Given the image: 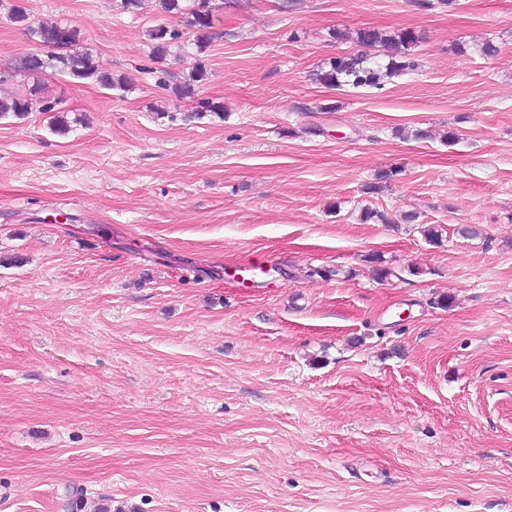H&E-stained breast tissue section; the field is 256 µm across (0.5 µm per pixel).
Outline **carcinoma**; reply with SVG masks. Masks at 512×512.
Wrapping results in <instances>:
<instances>
[{
  "label": "carcinoma",
  "instance_id": "carcinoma-1",
  "mask_svg": "<svg viewBox=\"0 0 512 512\" xmlns=\"http://www.w3.org/2000/svg\"><path fill=\"white\" fill-rule=\"evenodd\" d=\"M158 7L165 13L180 14L186 22V28L193 33V40L187 44L194 46L196 56L187 75L176 78L169 73L159 78L167 84L173 79V93L179 100L190 99L197 103L195 112L202 116L208 112L217 116L224 115V104L199 97L201 86L207 79V69L198 56L206 51L214 36V7L212 0H157ZM11 21L39 46V50L28 52L18 59L12 67L0 70V83L16 76L35 78L51 69L73 80L93 81L106 89L122 90L126 79L112 75L100 59L93 53L78 47L80 41L77 29L58 22L31 23L28 10L23 5L10 4ZM151 42V57L162 62L174 46L182 47L183 33L175 28L158 27L147 31ZM420 36L412 30L387 32L376 28H362L356 32V42L367 47L381 46L385 50L387 61L382 63L364 54H338L316 74L317 81L327 87H375L382 86L387 80L416 68L412 58V49ZM39 105V111L50 114V129L56 134H65L70 130L64 112L58 108V102L42 96L39 84H32L27 90L0 97V119L15 117L22 119L31 112L33 105Z\"/></svg>",
  "mask_w": 512,
  "mask_h": 512
}]
</instances>
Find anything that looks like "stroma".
Listing matches in <instances>:
<instances>
[{"label": "stroma", "mask_w": 512, "mask_h": 512, "mask_svg": "<svg viewBox=\"0 0 512 512\" xmlns=\"http://www.w3.org/2000/svg\"><path fill=\"white\" fill-rule=\"evenodd\" d=\"M283 2L214 0L197 119L179 16L26 0L128 85L0 119V512H512V0ZM368 27L417 68L317 82ZM162 74L166 76L160 77L159 82L168 85L166 78H172L173 81V93L179 100L190 99L196 101L197 106L193 112H196L199 116L205 115L207 112L215 115L223 116L224 105L221 102H215L212 99L199 98L201 92V86L207 78V69L205 64L199 58L195 59L191 70L184 77L179 79L171 73H167L164 70H160Z\"/></svg>", "instance_id": "1"}]
</instances>
